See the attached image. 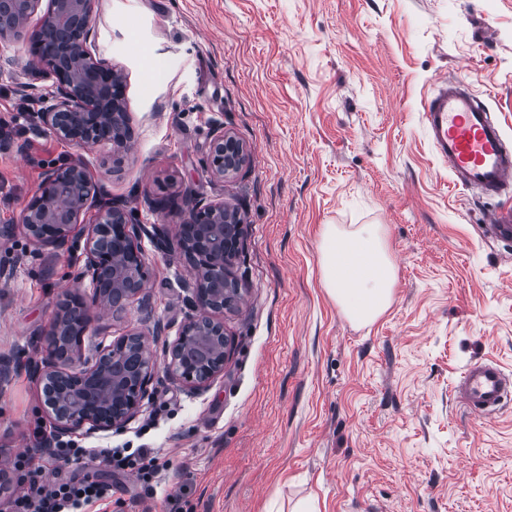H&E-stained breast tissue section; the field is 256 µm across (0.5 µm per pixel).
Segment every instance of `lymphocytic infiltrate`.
<instances>
[{"label":"lymphocytic infiltrate","mask_w":512,"mask_h":512,"mask_svg":"<svg viewBox=\"0 0 512 512\" xmlns=\"http://www.w3.org/2000/svg\"><path fill=\"white\" fill-rule=\"evenodd\" d=\"M43 455L52 459V466L37 464V457ZM72 464L81 465L85 476L66 475V467ZM12 469L18 488L9 497L11 512H77L89 503L111 498L112 476H135L150 489L162 481L165 471L156 448H34L18 455Z\"/></svg>","instance_id":"lymphocytic-infiltrate-1"}]
</instances>
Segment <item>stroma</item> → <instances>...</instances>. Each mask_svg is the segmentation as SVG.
<instances>
[{"instance_id":"35a3bbf8","label":"stroma","mask_w":512,"mask_h":512,"mask_svg":"<svg viewBox=\"0 0 512 512\" xmlns=\"http://www.w3.org/2000/svg\"><path fill=\"white\" fill-rule=\"evenodd\" d=\"M95 49L126 75L133 153L38 130L50 79L26 43L0 41V464L55 429L30 374L38 340L83 269L82 232L57 256L28 238L25 202L52 167L83 159L144 224L185 198L223 202L247 226L228 268L240 300L233 352L203 391L165 368L190 312L184 261L146 245L149 308L94 319L83 361L127 330L166 332L139 416L68 435L82 448H159L166 482L125 476L84 512H512V406L463 408L468 364L512 375V247L483 236L492 200L454 186L423 122L442 80L465 79L512 140V0H99ZM249 160L221 182L214 129ZM380 224L397 266L391 307L358 328L323 286L320 230Z\"/></svg>"}]
</instances>
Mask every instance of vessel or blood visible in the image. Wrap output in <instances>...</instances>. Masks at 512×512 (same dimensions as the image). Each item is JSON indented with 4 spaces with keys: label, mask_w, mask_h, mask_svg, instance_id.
Returning <instances> with one entry per match:
<instances>
[{
    "label": "vessel or blood",
    "mask_w": 512,
    "mask_h": 512,
    "mask_svg": "<svg viewBox=\"0 0 512 512\" xmlns=\"http://www.w3.org/2000/svg\"><path fill=\"white\" fill-rule=\"evenodd\" d=\"M423 118L438 158L447 162L454 185L497 199L486 217L495 241L512 245V142L480 95L462 81L438 86ZM471 412L493 419L512 395V376L497 364L475 363L462 372L456 390Z\"/></svg>",
    "instance_id": "vessel-or-blood-1"
}]
</instances>
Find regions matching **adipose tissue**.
Listing matches in <instances>:
<instances>
[{"label": "adipose tissue", "mask_w": 512, "mask_h": 512, "mask_svg": "<svg viewBox=\"0 0 512 512\" xmlns=\"http://www.w3.org/2000/svg\"><path fill=\"white\" fill-rule=\"evenodd\" d=\"M320 268L328 294L357 326L374 323L394 300L397 267L382 225H324Z\"/></svg>", "instance_id": "1"}]
</instances>
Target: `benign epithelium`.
<instances>
[{
  "label": "benign epithelium",
  "instance_id": "obj_1",
  "mask_svg": "<svg viewBox=\"0 0 512 512\" xmlns=\"http://www.w3.org/2000/svg\"><path fill=\"white\" fill-rule=\"evenodd\" d=\"M0 0V40L20 37L28 44L29 67L53 80V104L36 113L37 123L56 139L85 148L108 144L115 154L131 149L132 130L125 108V76L91 51L92 21L99 0ZM247 161L243 144L217 130L207 165L226 179ZM97 208L93 221L82 217ZM84 225L85 264L79 280L92 288L94 308L110 314L144 290L143 239L189 265L185 284L193 313L168 346L167 368L189 389H205L224 370L230 343L224 323V266L243 245L244 224L224 203L186 202L177 224L140 223L128 206L106 197L80 158L44 175L21 217L25 233L39 246L62 249ZM92 316L85 295L69 292L44 333L46 346L34 370L43 384V403L60 436L126 428L149 396L157 371L146 334L132 330L104 348L91 365L63 367L80 353Z\"/></svg>",
  "mask_w": 512,
  "mask_h": 512
}]
</instances>
